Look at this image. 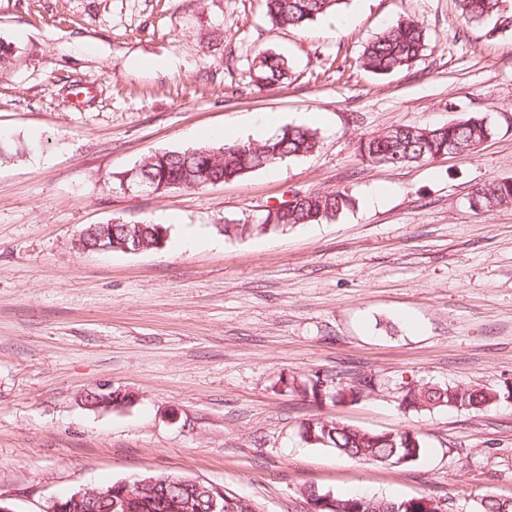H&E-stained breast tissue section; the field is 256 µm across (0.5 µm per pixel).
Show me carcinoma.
Listing matches in <instances>:
<instances>
[{"label":"carcinoma","instance_id":"cac0c4a2","mask_svg":"<svg viewBox=\"0 0 512 512\" xmlns=\"http://www.w3.org/2000/svg\"><path fill=\"white\" fill-rule=\"evenodd\" d=\"M266 14L272 24L284 29L301 30L321 16L331 12L340 0H264ZM504 0H455L458 16L466 23H481L494 19L505 27L512 26V14L504 12ZM427 46L426 29L418 19L402 18L369 39L359 58V66L375 75H387L410 69L423 56ZM252 82L258 88L280 85L288 79L284 57L260 52L253 58ZM495 132L482 117L436 127L401 125L361 142V156L371 161L408 165L433 160L453 150L457 153L475 151ZM319 145L316 132L305 126H285L274 137L259 144H223L200 146L184 151L157 152L123 177L126 185L143 179L154 190L165 193L175 188L194 189L237 179L249 172L275 166L278 163L312 153ZM351 202L344 189L329 192H296L288 206L267 209L257 224H226L224 235L243 237L254 231L284 229L295 224L329 222ZM471 204L490 210L512 205V182L493 181L478 188ZM168 229L161 224L112 225L108 238L112 250L122 253L157 250L163 246ZM283 387L315 401L329 397L334 401L362 396L373 389L368 377L357 379L355 385H343L328 376L280 379ZM500 398L490 388L437 386L429 383L412 385L404 394L403 408L415 412H430L442 407H462L472 410L488 408ZM302 434L313 445L330 448L337 454L354 460L382 465H394L416 460L423 452V442L412 429L387 432L366 431L345 423L315 418L303 424ZM190 496L182 487H167V493L153 494L149 489L132 504L131 512H177L175 504ZM307 499L322 504L320 512H445V506L435 498L421 494L410 498L389 500L351 496L336 498L328 493L307 492ZM252 501L245 497L224 495V512H251ZM476 512H512V499L487 497L480 501Z\"/></svg>","mask_w":512,"mask_h":512}]
</instances>
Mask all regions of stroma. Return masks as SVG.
Masks as SVG:
<instances>
[{
	"instance_id": "35a3bbf8",
	"label": "stroma",
	"mask_w": 512,
	"mask_h": 512,
	"mask_svg": "<svg viewBox=\"0 0 512 512\" xmlns=\"http://www.w3.org/2000/svg\"><path fill=\"white\" fill-rule=\"evenodd\" d=\"M427 29L411 69L359 66L399 18ZM0 497L41 512L83 488L170 474L260 512H307L304 490L447 512L512 498V206L472 208L512 181V27L459 23L455 0H344L305 29L261 0H0ZM288 82L256 88L259 50ZM486 118L477 151L404 166L362 158L401 125ZM308 124L318 149L242 178L128 192L125 171L210 132L270 138ZM348 189L331 223L229 238L294 193ZM161 224L163 249H80L92 224ZM196 241L185 246L184 236ZM375 378L356 402L302 398L283 377ZM489 387L484 411L404 409L410 382ZM109 386L131 405H85ZM328 418L425 443L407 464L305 442ZM471 204L475 208L490 210L500 206L512 205V182L493 181L478 188Z\"/></svg>"
}]
</instances>
